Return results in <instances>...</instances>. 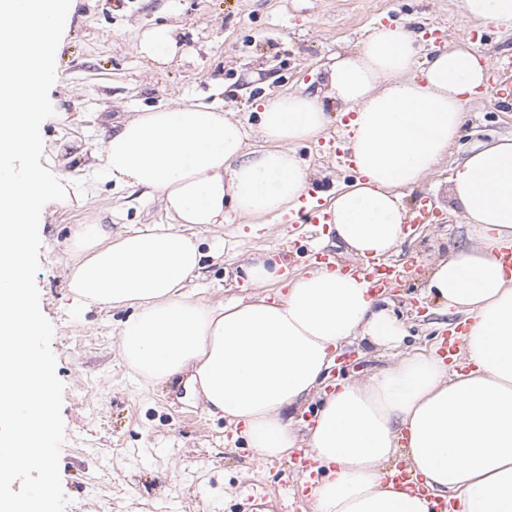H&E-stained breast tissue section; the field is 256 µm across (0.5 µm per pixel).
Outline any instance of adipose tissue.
Returning a JSON list of instances; mask_svg holds the SVG:
<instances>
[{
    "label": "adipose tissue",
    "mask_w": 512,
    "mask_h": 512,
    "mask_svg": "<svg viewBox=\"0 0 512 512\" xmlns=\"http://www.w3.org/2000/svg\"><path fill=\"white\" fill-rule=\"evenodd\" d=\"M469 21L512 28V0H458ZM415 35L376 26L326 72L328 92L291 93L263 105L253 130L268 149H248L233 112L176 106L142 112L112 133L103 168L119 186L156 192L174 228L151 226L113 237L104 224L78 226L81 258L68 286L85 306L133 307L119 349L144 379L189 373L212 415L244 424L250 447L271 458L308 448L323 469L313 512H433L435 498L458 512H512V275L497 259L512 246V138L472 148L451 189L473 237L428 266L429 292L467 327L447 370L435 353H401L402 321L378 308L364 276L319 266L298 274L278 300L206 304L191 287L203 253L184 225L248 226L298 208L309 170L296 144L327 127L323 99L354 117L348 143L359 176L332 191L337 239L354 255L383 257L404 237L402 189L421 184L454 145L469 95L489 61L448 44L419 73ZM370 338L390 363L326 396L301 435L282 412L317 392L345 340ZM405 459L425 492L385 481Z\"/></svg>",
    "instance_id": "adipose-tissue-1"
}]
</instances>
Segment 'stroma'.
I'll list each match as a JSON object with an SVG mask.
<instances>
[{
    "mask_svg": "<svg viewBox=\"0 0 512 512\" xmlns=\"http://www.w3.org/2000/svg\"><path fill=\"white\" fill-rule=\"evenodd\" d=\"M408 18L415 19L419 35L439 29L452 39L477 30L473 44L479 52L512 56V30L473 26L458 14L455 0H72L49 92L56 114L40 128L41 164L62 182L81 180L87 189L83 204L44 206L36 275L40 308L54 326L56 374L64 384L66 439L59 466L65 512H240L238 490L245 479L272 492L285 479L275 466L253 469L254 451L241 431L187 398L184 377L157 385L126 364L119 332L129 308L86 309L74 300L67 272L77 225L102 222L117 234L172 224L158 194L106 178V136L135 113L161 106L220 107L252 126L262 100L322 87L328 56L356 50L372 26ZM163 24L173 26L177 50L160 66L139 53L138 43L143 32ZM465 111L460 135L435 173L404 193L409 211L428 198L437 221L414 228L393 260L425 266L468 241L449 178L477 143L512 137V97L491 92ZM327 112L326 130L296 147L313 173V197L355 178L331 143L348 121L344 108L331 103ZM197 233L205 259L194 286L205 302L252 298L255 288L236 277L252 255L273 256L291 277L311 267L294 244L293 227L276 220L257 231L234 220L198 227ZM387 307L408 327L404 352L439 346L461 324L459 315L441 311L424 276L390 290ZM342 350L353 353V363L330 370L327 386L365 377L390 359L389 351L366 340Z\"/></svg>",
    "mask_w": 512,
    "mask_h": 512,
    "instance_id": "obj_1",
    "label": "stroma"
}]
</instances>
